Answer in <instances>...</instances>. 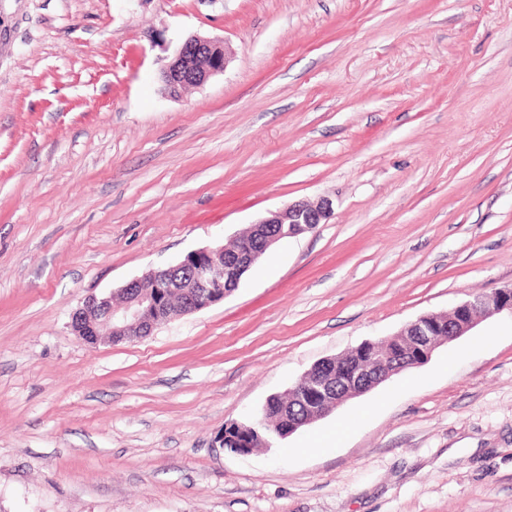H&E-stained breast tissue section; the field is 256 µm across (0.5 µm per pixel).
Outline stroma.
<instances>
[{"label": "stroma", "mask_w": 512, "mask_h": 512, "mask_svg": "<svg viewBox=\"0 0 512 512\" xmlns=\"http://www.w3.org/2000/svg\"><path fill=\"white\" fill-rule=\"evenodd\" d=\"M192 34L226 67L169 96ZM301 199L330 217L224 302L72 333L88 296ZM507 285L512 0H0V512H512L506 313L221 444L317 361Z\"/></svg>", "instance_id": "obj_1"}]
</instances>
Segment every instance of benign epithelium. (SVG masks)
I'll return each instance as SVG.
<instances>
[{"label":"benign epithelium","instance_id":"benign-epithelium-1","mask_svg":"<svg viewBox=\"0 0 512 512\" xmlns=\"http://www.w3.org/2000/svg\"><path fill=\"white\" fill-rule=\"evenodd\" d=\"M226 61L224 41L191 35L162 72L164 90L176 96L188 87L201 86L211 76L224 72ZM329 216L330 204L326 200L315 205L306 200L290 203L256 222L259 228L268 224L287 225L285 231L262 235L263 250L242 248L233 266L225 264L222 245L193 250L175 265L152 269L127 282L116 295L88 297L72 314L71 329L87 344L113 339L132 342L148 336L160 321L196 313L223 301L233 293L225 284L235 280L234 266L254 265L280 238L304 234L325 223ZM175 288L183 290L184 298L180 307L172 309L168 293ZM504 311L512 313V285L478 294L454 306L448 315L424 314L398 335L413 337L419 366L429 360L440 344L457 339L479 322ZM362 348L367 360L376 366L373 373L361 375L354 367L345 366L330 374L326 368L329 360L325 359L288 387L286 394L308 404L314 421L332 412L345 399L373 389L401 370L393 362L391 350L376 347L374 341L362 343Z\"/></svg>","mask_w":512,"mask_h":512}]
</instances>
